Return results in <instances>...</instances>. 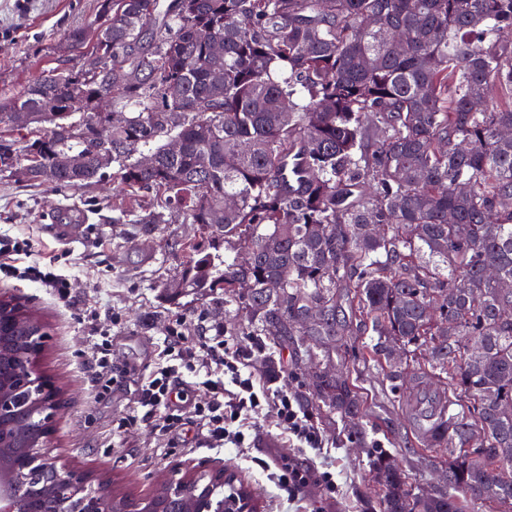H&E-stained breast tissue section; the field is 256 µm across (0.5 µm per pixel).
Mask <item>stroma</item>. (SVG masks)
Wrapping results in <instances>:
<instances>
[{
  "mask_svg": "<svg viewBox=\"0 0 512 512\" xmlns=\"http://www.w3.org/2000/svg\"><path fill=\"white\" fill-rule=\"evenodd\" d=\"M101 0H0V98L22 90L51 69L76 67L75 52L65 47L68 32L90 28L100 20ZM122 195L113 184L92 183L77 190L19 183L0 174V235H25L35 243L33 259L47 252L61 254L60 274L71 283L69 303L58 301L39 284L0 274V294L21 298L36 309L47 331L41 370L60 389L66 404L52 422L45 449L57 468L90 472L111 480L131 497L151 495L160 476L175 470L222 467L234 469L257 493L261 512H361L358 498L368 483L366 446H380L398 454L408 473H423L437 483V448L401 450L402 437L412 435L408 417L390 393L382 389L376 367L359 368L358 384L367 399L366 445L346 440L341 429L320 426L326 446L320 450L290 446L273 415L261 419L242 448L191 446L192 430L180 429L173 446L152 433L135 402L145 375L171 348V329L189 337L204 328L222 326L213 312L212 297L186 296L169 303L162 286L174 275L178 254L173 242L193 234L194 225L180 214L155 236L143 237L136 225L112 221V207ZM80 214L85 240L59 241L52 231L55 215ZM96 309L100 323L111 332L110 358L126 377L108 389L99 388L83 352L92 339L80 324L79 308ZM131 426L113 437L121 418ZM278 449L286 460L306 469L307 492L289 497L271 476L267 449ZM332 472L338 488L327 496L317 486L321 472Z\"/></svg>",
  "mask_w": 512,
  "mask_h": 512,
  "instance_id": "obj_1",
  "label": "stroma"
}]
</instances>
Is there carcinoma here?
I'll return each instance as SVG.
<instances>
[{
	"mask_svg": "<svg viewBox=\"0 0 512 512\" xmlns=\"http://www.w3.org/2000/svg\"><path fill=\"white\" fill-rule=\"evenodd\" d=\"M101 14L67 36L77 69L0 101V173L150 193V208L112 218L145 237L184 209L209 246L178 242L167 300L222 290L238 335L291 348L296 371L370 337L359 361L410 421L428 418L417 443L448 450L442 489L425 493L367 449L379 512L512 504V0H102ZM109 79L112 111L134 109L112 125L97 112ZM42 395L35 378L14 405ZM294 395L365 442L350 368L297 378ZM202 488L238 512L248 486Z\"/></svg>",
	"mask_w": 512,
	"mask_h": 512,
	"instance_id": "obj_1",
	"label": "carcinoma"
}]
</instances>
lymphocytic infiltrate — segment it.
I'll return each mask as SVG.
<instances>
[{"label":"lymphocytic infiltrate","mask_w":512,"mask_h":512,"mask_svg":"<svg viewBox=\"0 0 512 512\" xmlns=\"http://www.w3.org/2000/svg\"><path fill=\"white\" fill-rule=\"evenodd\" d=\"M33 249V241L27 238L0 239V272L22 276L50 289L58 299L68 300L71 283L56 271L59 255L54 253L34 263L30 260ZM176 345L174 363L155 367L137 401L158 438H166L189 417L198 428L200 447L241 448L259 416L271 412L293 445L322 448V435L310 416L287 390L271 389L266 380L250 370V354L237 338L219 329L214 335L193 341L178 336ZM204 368L221 370L222 376L203 380L207 401L195 406L191 416H184L172 404L173 386L180 381L182 372L196 373Z\"/></svg>","instance_id":"1"}]
</instances>
